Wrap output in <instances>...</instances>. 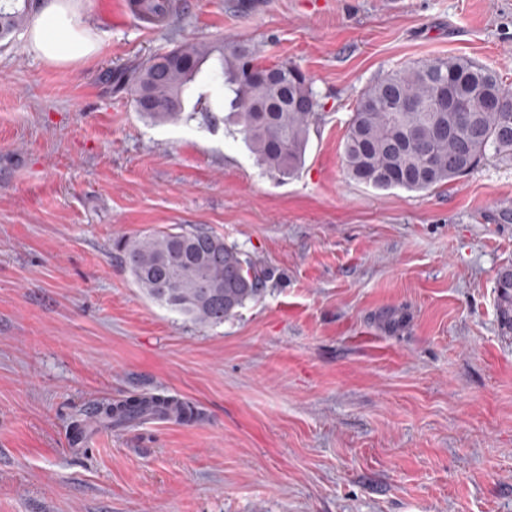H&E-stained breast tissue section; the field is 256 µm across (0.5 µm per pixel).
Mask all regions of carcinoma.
<instances>
[{
    "label": "carcinoma",
    "mask_w": 512,
    "mask_h": 512,
    "mask_svg": "<svg viewBox=\"0 0 512 512\" xmlns=\"http://www.w3.org/2000/svg\"><path fill=\"white\" fill-rule=\"evenodd\" d=\"M33 0H0V41L27 21ZM154 123L225 124L229 112L257 163L281 176L305 162L312 125L323 108L309 76L290 61L265 64L238 42H182L113 77ZM492 156L512 160V89L498 73L450 55L391 71L356 97L343 161L356 181L380 190L416 192L453 181ZM120 265L152 302L204 326L224 323L266 285L251 255L198 226L118 239ZM498 308L512 329V266L497 280ZM187 405L132 396L100 408L105 428Z\"/></svg>",
    "instance_id": "obj_1"
}]
</instances>
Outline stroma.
<instances>
[{
	"instance_id": "1",
	"label": "stroma",
	"mask_w": 512,
	"mask_h": 512,
	"mask_svg": "<svg viewBox=\"0 0 512 512\" xmlns=\"http://www.w3.org/2000/svg\"><path fill=\"white\" fill-rule=\"evenodd\" d=\"M153 25L81 0L90 60L0 47V512H512V161L426 192L350 178L357 94L461 55L512 85V0H179ZM297 64L325 105L304 166L157 125L107 73L183 41ZM194 224L258 259L216 326L149 300L112 245ZM166 392L198 419L72 426ZM498 308L506 325L512 329V266L503 268L497 280Z\"/></svg>"
}]
</instances>
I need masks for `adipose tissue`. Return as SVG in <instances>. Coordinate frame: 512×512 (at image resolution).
Segmentation results:
<instances>
[{
    "instance_id": "obj_1",
    "label": "adipose tissue",
    "mask_w": 512,
    "mask_h": 512,
    "mask_svg": "<svg viewBox=\"0 0 512 512\" xmlns=\"http://www.w3.org/2000/svg\"><path fill=\"white\" fill-rule=\"evenodd\" d=\"M27 46L38 58L55 65L81 63L98 51L88 21L72 0H39Z\"/></svg>"
}]
</instances>
